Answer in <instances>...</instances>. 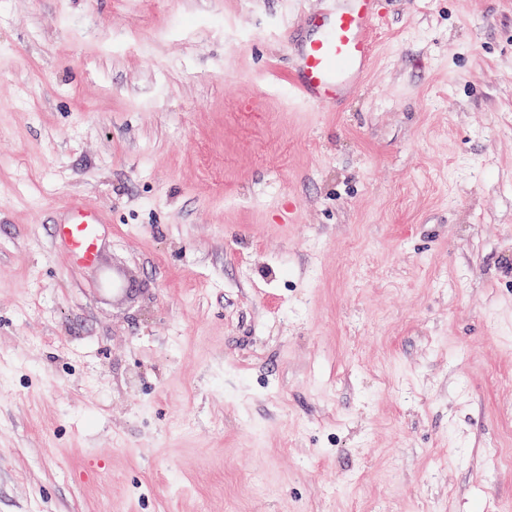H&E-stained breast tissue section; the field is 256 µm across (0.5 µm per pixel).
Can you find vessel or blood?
I'll use <instances>...</instances> for the list:
<instances>
[{
  "label": "vessel or blood",
  "instance_id": "obj_1",
  "mask_svg": "<svg viewBox=\"0 0 512 512\" xmlns=\"http://www.w3.org/2000/svg\"><path fill=\"white\" fill-rule=\"evenodd\" d=\"M378 15L379 0H346L331 15L310 17L319 35L302 46L293 79L303 99L332 106L360 84L372 60ZM105 224L100 210L71 200L54 225V238L78 264L91 265L98 259Z\"/></svg>",
  "mask_w": 512,
  "mask_h": 512
}]
</instances>
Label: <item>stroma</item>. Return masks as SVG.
Wrapping results in <instances>:
<instances>
[{
  "mask_svg": "<svg viewBox=\"0 0 512 512\" xmlns=\"http://www.w3.org/2000/svg\"><path fill=\"white\" fill-rule=\"evenodd\" d=\"M338 4L0 0V512H512V0ZM343 1L345 6L329 16L310 17L322 34L302 46L292 83L303 99L322 106H334L353 91L372 60L380 0ZM54 223V238L80 265L96 263L99 246L108 224L100 210L68 201Z\"/></svg>",
  "mask_w": 512,
  "mask_h": 512,
  "instance_id": "35a3bbf8",
  "label": "stroma"
}]
</instances>
